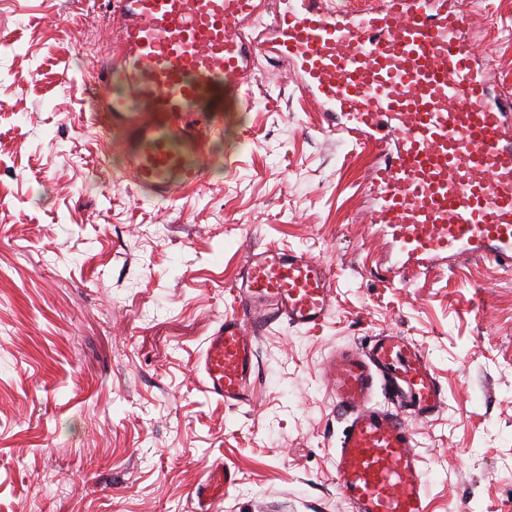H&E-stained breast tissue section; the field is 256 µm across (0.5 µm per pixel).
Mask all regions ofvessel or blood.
Segmentation results:
<instances>
[{
	"mask_svg": "<svg viewBox=\"0 0 512 512\" xmlns=\"http://www.w3.org/2000/svg\"><path fill=\"white\" fill-rule=\"evenodd\" d=\"M106 9L119 51L97 74L99 106L123 136L142 198L171 200L202 184L213 114L263 58L290 68L329 132L373 149L368 221L414 268L451 255L512 268V91L488 96L465 18L447 0H367L351 16L324 0H106ZM333 298L327 269L308 254H253L234 313L196 361L200 389L230 407L253 405L256 334L282 319L318 325ZM330 373L332 398L351 415L333 454L340 494L354 512H426L405 420L439 414L444 394L422 350L376 336L337 350ZM236 483L215 460L191 512H219Z\"/></svg>",
	"mask_w": 512,
	"mask_h": 512,
	"instance_id": "1",
	"label": "vessel or blood"
}]
</instances>
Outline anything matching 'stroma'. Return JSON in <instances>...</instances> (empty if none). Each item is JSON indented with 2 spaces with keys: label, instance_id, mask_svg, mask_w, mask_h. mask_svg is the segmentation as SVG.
<instances>
[{
  "label": "stroma",
  "instance_id": "obj_1",
  "mask_svg": "<svg viewBox=\"0 0 512 512\" xmlns=\"http://www.w3.org/2000/svg\"><path fill=\"white\" fill-rule=\"evenodd\" d=\"M459 6L491 94L512 88V0ZM111 32L96 0H0V512H190L218 458L238 478L219 512H352L328 359L388 332L445 397L408 422L429 512H512V269L379 278L396 257L366 222L367 153L264 60L224 94L202 186L140 200L96 104ZM268 247L320 261L333 309L261 334L256 401L233 409L195 361Z\"/></svg>",
  "mask_w": 512,
  "mask_h": 512
}]
</instances>
